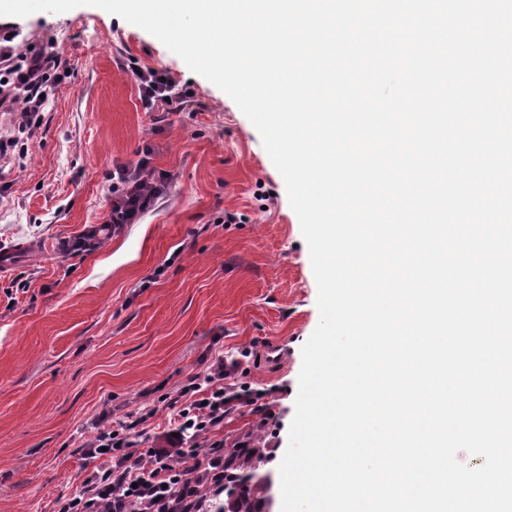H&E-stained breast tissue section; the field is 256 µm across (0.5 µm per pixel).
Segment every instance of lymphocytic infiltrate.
Segmentation results:
<instances>
[{"label":"lymphocytic infiltrate","mask_w":512,"mask_h":512,"mask_svg":"<svg viewBox=\"0 0 512 512\" xmlns=\"http://www.w3.org/2000/svg\"><path fill=\"white\" fill-rule=\"evenodd\" d=\"M68 73L54 46L16 52L0 45V112L19 115L18 128H39L49 95L66 85ZM145 162L112 170L110 221L135 224L152 207L154 186ZM239 363L215 357L204 371L191 375L173 398L179 413L174 434L163 444L141 447L130 426L97 429L85 444L88 458L97 460L78 495L60 496L53 512H203L205 488H220L224 474V444L211 435L235 405L260 398L247 384L237 383Z\"/></svg>","instance_id":"f902f5d3"}]
</instances>
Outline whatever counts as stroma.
<instances>
[{"label": "stroma", "mask_w": 512, "mask_h": 512, "mask_svg": "<svg viewBox=\"0 0 512 512\" xmlns=\"http://www.w3.org/2000/svg\"><path fill=\"white\" fill-rule=\"evenodd\" d=\"M4 29L54 42L74 78L27 157L0 160V245L16 249L0 275V512H52L95 469L83 445L97 423L141 416L145 438L161 436L185 377L246 349L239 379L266 393L271 417L260 471L278 477L318 290L259 132L157 38L100 8L0 16ZM133 62L169 75L178 111L144 109ZM143 158L173 175L169 192L139 223L105 228L113 166ZM93 226V246L73 250Z\"/></svg>", "instance_id": "obj_1"}]
</instances>
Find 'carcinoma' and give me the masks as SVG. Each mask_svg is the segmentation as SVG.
<instances>
[{
  "instance_id": "1",
  "label": "carcinoma",
  "mask_w": 512,
  "mask_h": 512,
  "mask_svg": "<svg viewBox=\"0 0 512 512\" xmlns=\"http://www.w3.org/2000/svg\"><path fill=\"white\" fill-rule=\"evenodd\" d=\"M261 463L260 449L246 440L224 451V481L237 488L224 498L219 492L208 493L205 512H263L265 504L272 502V484L258 473Z\"/></svg>"
}]
</instances>
